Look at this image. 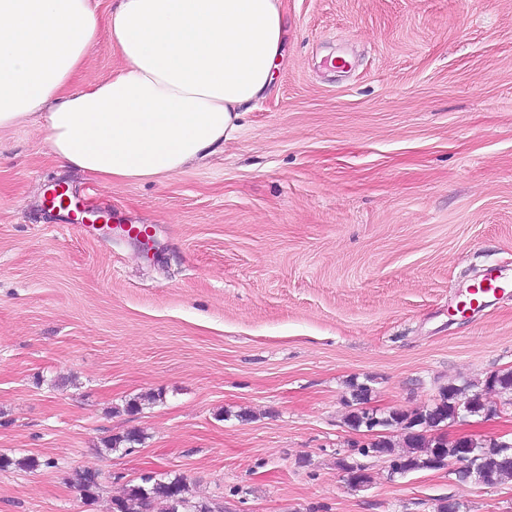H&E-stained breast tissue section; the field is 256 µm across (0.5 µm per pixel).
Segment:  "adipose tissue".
I'll return each mask as SVG.
<instances>
[{"instance_id":"ef3b65f1","label":"adipose tissue","mask_w":512,"mask_h":512,"mask_svg":"<svg viewBox=\"0 0 512 512\" xmlns=\"http://www.w3.org/2000/svg\"><path fill=\"white\" fill-rule=\"evenodd\" d=\"M287 27L282 0H0V132L33 121L104 185L177 174L270 90ZM103 37L120 70L73 88Z\"/></svg>"}]
</instances>
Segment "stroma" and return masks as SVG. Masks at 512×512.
Here are the masks:
<instances>
[{
    "label": "stroma",
    "instance_id": "35a3bbf8",
    "mask_svg": "<svg viewBox=\"0 0 512 512\" xmlns=\"http://www.w3.org/2000/svg\"><path fill=\"white\" fill-rule=\"evenodd\" d=\"M283 9L272 92L175 176L103 185L35 127L0 133V512H112L145 473L184 477L213 512H433L450 495L512 512L511 482L392 478L370 458L354 489L337 465L362 438L351 378L411 411L512 369V291L456 309L487 269L512 275V0ZM56 184L113 231L48 207ZM131 430V453L105 450ZM510 430L503 403L447 433ZM87 469L91 498L72 483Z\"/></svg>",
    "mask_w": 512,
    "mask_h": 512
}]
</instances>
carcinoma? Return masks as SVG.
<instances>
[{
    "label": "carcinoma",
    "instance_id": "carcinoma-1",
    "mask_svg": "<svg viewBox=\"0 0 512 512\" xmlns=\"http://www.w3.org/2000/svg\"><path fill=\"white\" fill-rule=\"evenodd\" d=\"M351 407L346 415L348 426L354 431L372 430L366 440L352 445L353 452L362 457H379L389 462V475L404 477L425 470L453 467L457 481L468 480L493 484L512 481V444L498 437L450 439L442 427L452 422L456 409L467 407L473 414L495 415L497 404L487 396H512V370L493 372L484 380L462 386L448 384L439 389L433 404L412 411L391 410L367 414L363 405L370 401L372 388L365 382L348 383ZM141 436L130 431L106 441V448L131 449L140 443ZM352 488L371 483L368 467L345 456L337 461ZM73 482L85 496L94 495L99 488L98 473L77 470ZM188 487L184 479L168 481L144 475L140 483L128 486L124 494L112 500V512H212L203 502L189 510Z\"/></svg>",
    "mask_w": 512,
    "mask_h": 512
}]
</instances>
